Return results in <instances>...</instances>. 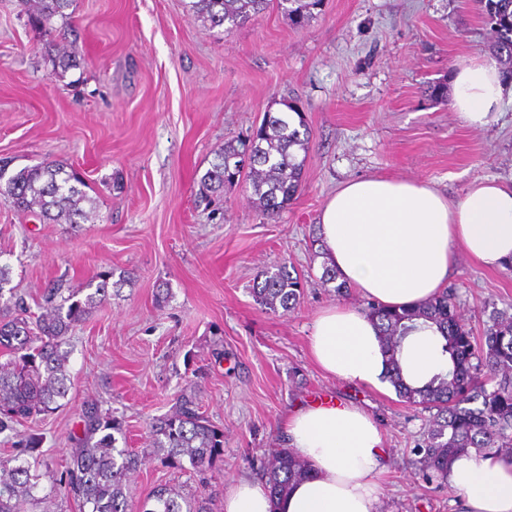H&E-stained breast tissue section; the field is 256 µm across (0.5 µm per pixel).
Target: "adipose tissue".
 I'll use <instances>...</instances> for the list:
<instances>
[{
  "label": "adipose tissue",
  "mask_w": 512,
  "mask_h": 512,
  "mask_svg": "<svg viewBox=\"0 0 512 512\" xmlns=\"http://www.w3.org/2000/svg\"><path fill=\"white\" fill-rule=\"evenodd\" d=\"M450 82L451 107L473 129L485 127L512 98V82L487 57L457 61ZM319 226L341 280L374 303L408 307L445 287L459 252L492 269L512 261V185L477 178L451 203L417 181L358 178L326 199ZM309 351L331 377L375 388L388 384L378 329L353 307L321 309ZM399 358L405 381L414 386L448 367L428 329L411 332ZM282 431L284 447L307 463L310 475L276 502L263 483L240 479L224 497V512H380L383 436L370 415L317 402L287 417ZM447 480L462 495L465 512H512V462L499 455H463Z\"/></svg>",
  "instance_id": "adipose-tissue-1"
}]
</instances>
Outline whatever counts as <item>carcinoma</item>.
Returning a JSON list of instances; mask_svg holds the SVG:
<instances>
[{"label":"carcinoma","mask_w":512,"mask_h":512,"mask_svg":"<svg viewBox=\"0 0 512 512\" xmlns=\"http://www.w3.org/2000/svg\"><path fill=\"white\" fill-rule=\"evenodd\" d=\"M29 22L46 35L55 31V19L66 18L73 0H28ZM485 22L494 33L490 50L512 80V0H478ZM324 0H188L186 9L208 29H233L275 8L288 21L303 27L322 11ZM56 65L66 71L76 66V51L57 46ZM277 111L267 110L253 131L251 162L243 167L245 145L226 142L198 182L199 202L211 205L232 191L241 180L249 182L251 203L265 217L277 218L300 191L310 152V131L301 110L288 99L274 101ZM87 183L66 166L54 161L27 166L0 184L23 212L36 214L50 224L77 229L96 216L95 200ZM95 291L85 299L65 291L56 282L42 296V312L33 316L14 299L11 268L0 264V432L12 424L56 409L69 391L66 365L67 336L89 310L119 295L130 274L113 269L96 274ZM303 290L300 276L283 263L257 275L252 294L271 312L294 310ZM366 314L378 327L389 362V379L405 403L429 412L425 437L416 449L415 466L429 482L447 480L453 461L466 453H495L512 460V313L495 309L481 335L467 327L448 290L416 306L391 309L369 304ZM424 326L442 339V354L449 369L435 374L421 387L404 381L397 358L402 341ZM84 438L72 456L67 486L79 493L90 512H130V475L146 461L128 448L117 446L123 435L122 421L90 404L82 410ZM151 447L173 468L188 460L197 471L212 467L224 452V431L199 411L197 398L184 394L173 411L150 426ZM42 439L33 434L24 448L0 459V512H29L36 500L38 476L26 459L38 450ZM269 495L278 500L288 495L294 482L308 474L304 461L285 448H276L260 469ZM139 512H206L203 503L184 497L174 488L162 487L141 504Z\"/></svg>","instance_id":"1"}]
</instances>
